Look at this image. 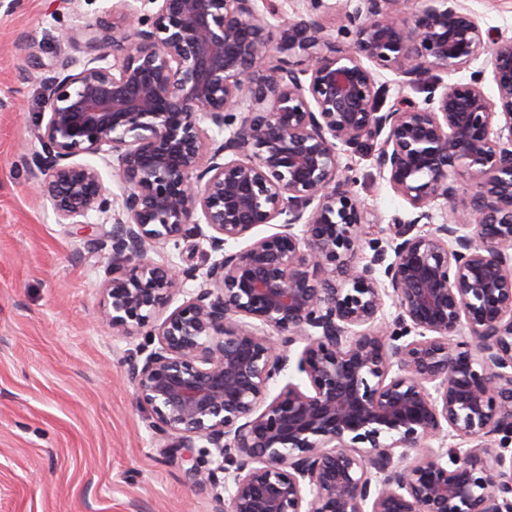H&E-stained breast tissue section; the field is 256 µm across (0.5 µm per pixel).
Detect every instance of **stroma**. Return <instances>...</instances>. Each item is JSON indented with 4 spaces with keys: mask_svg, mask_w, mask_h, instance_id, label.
<instances>
[{
    "mask_svg": "<svg viewBox=\"0 0 512 512\" xmlns=\"http://www.w3.org/2000/svg\"><path fill=\"white\" fill-rule=\"evenodd\" d=\"M111 0H19L0 9V512H211L181 460L163 455L126 375L145 336L113 335L96 317L111 261L101 226L58 223L17 162L41 153V87L73 54L60 31L103 16ZM358 191L383 219L409 206L365 154Z\"/></svg>",
    "mask_w": 512,
    "mask_h": 512,
    "instance_id": "35a3bbf8",
    "label": "stroma"
}]
</instances>
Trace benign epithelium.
<instances>
[{
    "instance_id": "7a95c632",
    "label": "benign epithelium",
    "mask_w": 512,
    "mask_h": 512,
    "mask_svg": "<svg viewBox=\"0 0 512 512\" xmlns=\"http://www.w3.org/2000/svg\"><path fill=\"white\" fill-rule=\"evenodd\" d=\"M110 12L60 33L84 56L43 80L30 174L58 223L99 216L98 318L152 345L128 376L159 447L212 512H512V35L463 0ZM478 60L381 111L385 74L418 86ZM367 143L410 207L385 228L345 162ZM189 238L209 246L192 291L199 268L150 257ZM291 367L302 382L270 395Z\"/></svg>"
}]
</instances>
